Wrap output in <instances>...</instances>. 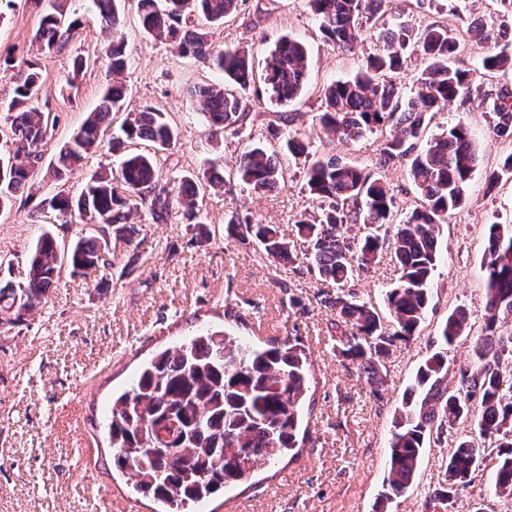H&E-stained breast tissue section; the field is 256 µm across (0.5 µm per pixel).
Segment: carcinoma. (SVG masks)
I'll return each mask as SVG.
<instances>
[{
    "label": "carcinoma",
    "instance_id": "carcinoma-1",
    "mask_svg": "<svg viewBox=\"0 0 512 512\" xmlns=\"http://www.w3.org/2000/svg\"><path fill=\"white\" fill-rule=\"evenodd\" d=\"M119 0H94L101 24L112 30L105 48L109 81L98 108L59 147L49 163L54 181L63 185L86 156L100 147L109 117L122 109L128 88L119 76L126 68L124 17ZM385 0H311L313 13L327 42L350 51L378 21ZM66 0H49L34 35L39 51L58 50L78 35L81 22L68 15ZM238 0H138V16L145 33L172 44L210 69L224 73L221 86L196 90L202 101L205 128L212 137L238 132L248 118L240 91L260 79L270 103L286 106L304 93L308 78L305 44L288 37L277 44L256 74L244 47L220 48L210 28L222 27L237 11ZM468 31L485 35L493 47L481 68L498 70L512 64L508 27L486 30L480 19ZM422 57L424 69L415 89L403 94L396 76L407 47ZM459 39L444 25L412 29L392 23L381 33L379 47L352 78L337 81L323 92L322 127L346 140H356L390 125L396 134L382 149L384 163L406 162L420 203L408 213L398 211L390 186L365 169L334 157L317 158L304 171V188L319 202L320 215L295 221L297 235L312 246V268L343 289L359 273L390 252L400 270L398 283L385 290L392 323L383 322L372 305L349 293L322 300L336 309V344L356 362L367 380L381 384L382 361L390 347L415 336L431 297L440 256L439 225L466 203V187L477 163V149L469 128L453 123L420 148L423 130L440 106L471 94L469 73L450 65ZM41 74L32 62L18 70L13 97L0 102L7 126L0 155V209L30 194L31 180L43 166V146L58 116L40 109ZM500 137L512 138V92L484 94ZM125 139L111 141L119 155L117 168L92 175L76 194L62 189L43 198L33 220L48 215L57 224L98 225V233L63 246L50 232L32 248L24 280L0 286V331L22 323L43 308L57 287L63 266L89 278L112 267L107 236L116 233L134 243L140 229L132 215L146 211L163 220L182 208L197 225L202 241L211 238L205 218L197 211V197L224 186L213 171L180 177L178 189L158 178L162 154L177 140L176 127L165 113L150 106L123 121ZM153 143L155 151L127 150L133 140ZM238 179L255 192L285 182L277 157L254 144L239 158ZM360 224L361 237L345 235V227ZM239 235L258 244L260 258L293 266L296 259L285 236L274 224H238ZM488 256L484 263L486 309L484 335L473 349V366L458 372V387L448 385V346L465 332L467 312H452L441 329L442 349L420 366L415 385L403 397V412L389 442V463L383 498H399L414 483L420 459L433 436L479 411L478 437L461 438L448 451V487L435 493L449 504L458 486L472 481L480 461L497 452L499 466L494 495L512 498V332L498 329L499 315H512V227L487 225ZM305 347L290 337H276L253 347L206 332L178 349L160 352L138 374L131 387L112 404L108 430L116 465L135 479L137 489L163 504L166 512H185L224 490L249 479L251 468L313 443L309 432L298 434L310 381Z\"/></svg>",
    "mask_w": 512,
    "mask_h": 512
}]
</instances>
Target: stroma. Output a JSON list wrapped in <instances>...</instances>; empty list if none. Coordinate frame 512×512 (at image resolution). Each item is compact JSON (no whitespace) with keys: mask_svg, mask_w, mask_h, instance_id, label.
<instances>
[{"mask_svg":"<svg viewBox=\"0 0 512 512\" xmlns=\"http://www.w3.org/2000/svg\"><path fill=\"white\" fill-rule=\"evenodd\" d=\"M67 7L83 22L78 39L41 55L32 39L43 4L13 0L0 8V101L13 94L16 62H35L59 116L44 146L48 160L98 105L108 79L107 61L99 51L111 41V32L103 30L92 0H68ZM124 13L128 66L122 79L129 87L124 109L136 112L149 105L177 126V142L160 167L161 181L210 166L223 170L224 189H210L197 198L213 238L208 246H199L194 225L180 213L165 223L153 222L144 213L133 216L140 226L135 243L110 238L112 267L105 275L106 287H94L88 278L63 269L46 306L0 334V512H162L158 501L142 495L129 474L115 467L102 413L157 353L206 330L247 336L257 344L270 336L302 341L314 364L307 392L313 404L307 422L314 444L296 462L259 464L251 472L250 486H227L188 512H377L395 414L418 367L439 349L441 326L457 307L467 308L469 326L448 350L454 369L471 364L473 347L483 334L486 227L494 221L512 225V177L500 176L496 186L488 184L512 153V140L493 131L483 95L512 90V68L484 73L479 62L487 45L472 35L451 60L469 72L475 93L448 104L421 140L430 142L448 124L465 121L478 162L466 204L440 227V260L420 329L413 340L392 349L385 360L386 381L375 392L357 366L336 350L331 336L335 312L323 304L324 296L335 294V284L310 271L299 274L257 260L252 242L228 233L226 224L236 218L278 225L293 252L306 259L311 246L294 233L293 224L320 212L303 188V172L313 157H334L366 168L393 188L399 211L417 206L406 164L387 167L381 162L391 128L346 142L326 132L317 118L324 86L351 78L362 68L380 24L370 26L354 52L343 53L325 40L309 0H239L234 17L215 31L217 45L247 46L258 69L282 37L300 39L308 47L307 87L287 112L295 117L294 130L309 141L311 154L284 159L285 185L258 194L236 180V161L250 143L278 150L282 135L276 106L265 99L249 101L246 130L212 143L198 121L200 102L190 91L223 81V74L145 35L135 0H126ZM473 18L494 28L503 21L512 26V14L505 13L499 0H406L400 15L416 29L439 23L454 32ZM79 55L89 56L90 62L70 88L66 80ZM32 183L29 198L0 210V256L12 262L0 270L2 283L23 278L28 254L45 230H53L65 244L96 231L80 223L50 228L33 221L38 202L58 186L42 170ZM399 276L385 253L346 289L380 308L385 289ZM228 304L240 311L246 326L225 322ZM477 434L473 415L448 427L426 449L416 483L387 512H474L480 504L487 512H512V499L489 494L499 463L493 453L485 456L471 483L458 488L451 504L441 505L434 498L448 484L449 448Z\"/></svg>","mask_w":512,"mask_h":512,"instance_id":"stroma-1","label":"stroma"}]
</instances>
